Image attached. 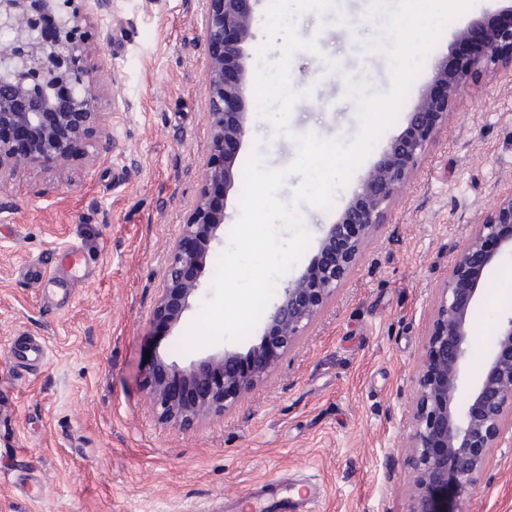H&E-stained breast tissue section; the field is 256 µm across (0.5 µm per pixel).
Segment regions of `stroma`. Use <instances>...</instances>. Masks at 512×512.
<instances>
[{"label":"stroma","mask_w":512,"mask_h":512,"mask_svg":"<svg viewBox=\"0 0 512 512\" xmlns=\"http://www.w3.org/2000/svg\"><path fill=\"white\" fill-rule=\"evenodd\" d=\"M271 0H256L251 67L274 63ZM507 0H473L427 53L395 120L334 195L330 209L301 205L312 240L289 274L318 253L336 221L409 112L454 33ZM204 0H112L85 24L88 65L105 82L112 150L59 172L18 174L0 192V512H220L259 484L289 476L317 486L315 512H410L413 456L406 433L416 375L437 291L457 246L499 193L512 187V72L469 79L410 181L375 225L335 297L268 378L221 413L189 428L159 418L144 384L146 353L188 365L189 310L158 329L155 302L167 253L201 189L209 152L200 41ZM376 0H335L295 15L316 51L293 54L301 94L289 134L248 95L249 133L234 169L252 151L288 167L292 134L356 139L359 97L392 87L391 39ZM88 263L53 279L69 247ZM512 258L491 269L474 308L479 343L467 371L483 368L498 320L512 313ZM45 341L49 358L25 362L20 337ZM455 512H512V446L496 449L477 489Z\"/></svg>","instance_id":"1"}]
</instances>
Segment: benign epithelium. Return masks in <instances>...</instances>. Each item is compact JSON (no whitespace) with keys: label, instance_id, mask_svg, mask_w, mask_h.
Listing matches in <instances>:
<instances>
[{"label":"benign epithelium","instance_id":"7a95c632","mask_svg":"<svg viewBox=\"0 0 512 512\" xmlns=\"http://www.w3.org/2000/svg\"><path fill=\"white\" fill-rule=\"evenodd\" d=\"M203 49L209 61L207 117L210 149L202 187L178 239L170 246L154 321L177 325L202 287L206 254L221 242L225 207L216 189L229 192L234 162L248 133L247 46L255 37L253 0H205ZM112 9V0H0V192L22 169L52 165L62 172L112 149L99 110L101 85L88 69L91 47L82 31L88 15ZM53 28L46 31L44 19ZM512 69V8L485 14L455 32L408 115L412 134L391 140L359 191L319 240V253L282 288L268 311L263 334L247 350L224 348L182 367L155 357L146 384L159 416L188 427L221 412L268 377L335 296L373 227L417 169L438 126L475 75ZM512 256V190L498 195L471 225L439 288L428 342L417 373V402L407 442L413 448L410 512H448V501L473 490L494 449L512 434V315L500 319L480 377L466 374L478 338L473 307L487 270ZM252 361L251 372L238 365ZM466 393L459 402V393Z\"/></svg>","mask_w":512,"mask_h":512}]
</instances>
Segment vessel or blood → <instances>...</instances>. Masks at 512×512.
Wrapping results in <instances>:
<instances>
[{
	"instance_id": "vessel-or-blood-1",
	"label": "vessel or blood",
	"mask_w": 512,
	"mask_h": 512,
	"mask_svg": "<svg viewBox=\"0 0 512 512\" xmlns=\"http://www.w3.org/2000/svg\"><path fill=\"white\" fill-rule=\"evenodd\" d=\"M316 497V489L298 492L292 480L281 477L254 488L245 504H227L221 512H312Z\"/></svg>"
}]
</instances>
